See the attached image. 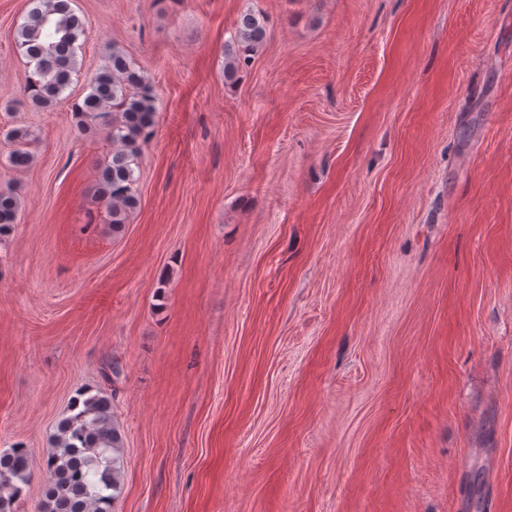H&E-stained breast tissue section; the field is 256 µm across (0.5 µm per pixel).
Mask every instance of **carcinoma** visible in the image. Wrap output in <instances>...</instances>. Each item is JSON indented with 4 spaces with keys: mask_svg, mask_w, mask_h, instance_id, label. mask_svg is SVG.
<instances>
[{
    "mask_svg": "<svg viewBox=\"0 0 512 512\" xmlns=\"http://www.w3.org/2000/svg\"><path fill=\"white\" fill-rule=\"evenodd\" d=\"M17 28L16 43L29 60L27 77L31 102L54 107L77 71L84 23L72 0H36ZM266 35L263 23L247 12L237 21L236 42L225 51L224 77L236 74L242 56L255 51ZM76 127L86 134L95 123L108 127L115 148L101 169L100 198L109 207L112 232L128 223L139 204L134 160L140 146L155 133L156 96L143 72L114 48L107 64L96 74L82 103L72 105ZM10 137L14 150L9 161L17 168L33 161L32 134L16 128ZM20 199L11 189H0V233L17 223ZM121 436L113 423L112 402L98 390H82L73 398L70 415L59 421L55 448L42 462L48 484L41 512H112L120 482ZM34 473L27 449L14 447L0 453V512H15L24 486Z\"/></svg>",
    "mask_w": 512,
    "mask_h": 512,
    "instance_id": "carcinoma-1",
    "label": "carcinoma"
}]
</instances>
